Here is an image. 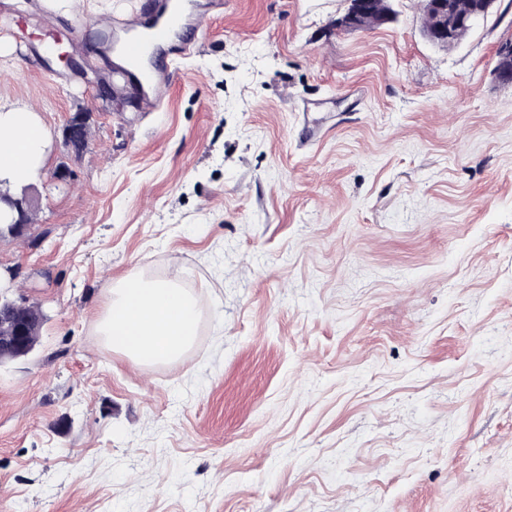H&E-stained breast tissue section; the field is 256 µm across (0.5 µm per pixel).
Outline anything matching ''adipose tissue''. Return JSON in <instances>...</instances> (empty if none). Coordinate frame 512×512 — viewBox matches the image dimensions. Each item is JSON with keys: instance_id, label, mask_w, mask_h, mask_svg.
<instances>
[{"instance_id": "obj_1", "label": "adipose tissue", "mask_w": 512, "mask_h": 512, "mask_svg": "<svg viewBox=\"0 0 512 512\" xmlns=\"http://www.w3.org/2000/svg\"><path fill=\"white\" fill-rule=\"evenodd\" d=\"M50 130L28 107L0 105V181L22 185L46 160ZM199 311L177 278L120 281L104 304L98 330L113 351L144 364L180 358L192 345Z\"/></svg>"}]
</instances>
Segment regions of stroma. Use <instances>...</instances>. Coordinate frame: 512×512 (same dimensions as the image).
<instances>
[{"instance_id": "stroma-1", "label": "stroma", "mask_w": 512, "mask_h": 512, "mask_svg": "<svg viewBox=\"0 0 512 512\" xmlns=\"http://www.w3.org/2000/svg\"><path fill=\"white\" fill-rule=\"evenodd\" d=\"M36 2L0 0V103L53 133L0 238L45 314L0 365V512H512V0L451 48L421 0H226L153 111L96 38L140 0ZM127 277L194 295L180 359L101 341ZM379 10L384 8L385 1L379 0H350V7L347 14L341 20L342 27L347 29H356L359 26L361 17L375 13V3Z\"/></svg>"}]
</instances>
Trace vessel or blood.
Here are the masks:
<instances>
[{
    "instance_id": "obj_1",
    "label": "vessel or blood",
    "mask_w": 512,
    "mask_h": 512,
    "mask_svg": "<svg viewBox=\"0 0 512 512\" xmlns=\"http://www.w3.org/2000/svg\"><path fill=\"white\" fill-rule=\"evenodd\" d=\"M187 6V0H141L126 38L114 44L125 58L115 75L142 100L158 98L166 80L155 67L160 52L179 58L193 48L191 38L178 35L185 25Z\"/></svg>"
}]
</instances>
